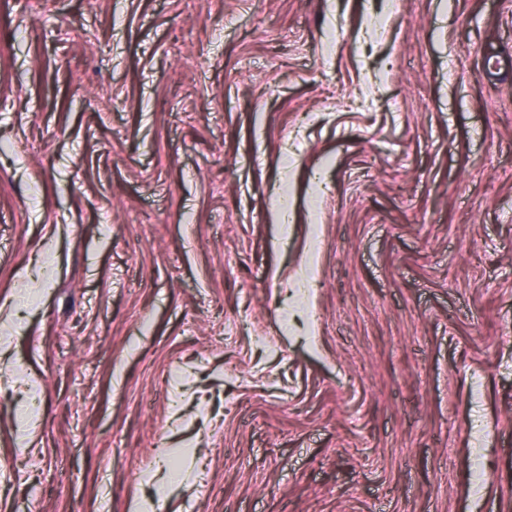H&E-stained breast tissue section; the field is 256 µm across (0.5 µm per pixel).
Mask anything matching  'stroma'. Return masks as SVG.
I'll return each instance as SVG.
<instances>
[{"instance_id": "stroma-1", "label": "stroma", "mask_w": 512, "mask_h": 512, "mask_svg": "<svg viewBox=\"0 0 512 512\" xmlns=\"http://www.w3.org/2000/svg\"><path fill=\"white\" fill-rule=\"evenodd\" d=\"M0 349V512H512V0H0Z\"/></svg>"}]
</instances>
